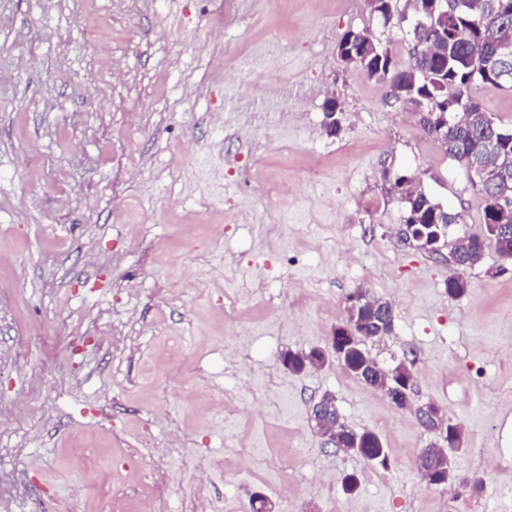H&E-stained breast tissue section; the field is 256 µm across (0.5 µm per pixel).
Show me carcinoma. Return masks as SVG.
<instances>
[{
    "label": "carcinoma",
    "mask_w": 512,
    "mask_h": 512,
    "mask_svg": "<svg viewBox=\"0 0 512 512\" xmlns=\"http://www.w3.org/2000/svg\"><path fill=\"white\" fill-rule=\"evenodd\" d=\"M412 11L427 22L408 31L420 47L411 62L399 63L369 28L347 32L337 45L339 57L367 78L391 83L400 98L412 101L421 114L424 131L435 137L448 158L460 166L479 167L490 158L499 162L512 159V127L487 115L471 94L477 84L512 88V0H413ZM324 114L327 134H339L341 106L327 107ZM470 185L484 202V231L471 235L469 245L455 254V264L461 268L480 262L490 246L503 259L512 256V225L499 227L501 219L496 210L500 199L512 198V168L494 185L478 181ZM404 204L403 224H415L424 232L421 245L445 239L448 226L464 221L462 213L435 202L421 189H410ZM351 296L358 299L355 319L350 330L335 331L336 354L343 367L362 381L369 379L370 372H395L393 386L397 394L404 395L412 383L407 361L386 368L362 346L364 339L392 333V305L363 288ZM326 362V354L320 349L282 355L283 366L293 374L322 368ZM429 410L436 421L444 424V433L461 444V432L446 420L444 411L435 404ZM323 420L336 430V447L357 448L362 458L388 466L389 454L378 435L346 426L336 404L328 407ZM415 466L420 477L431 475L445 484L455 471V460L437 452L420 454Z\"/></svg>",
    "instance_id": "cac0c4a2"
}]
</instances>
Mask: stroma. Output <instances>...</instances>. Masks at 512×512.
Listing matches in <instances>:
<instances>
[{"label":"stroma","mask_w":512,"mask_h":512,"mask_svg":"<svg viewBox=\"0 0 512 512\" xmlns=\"http://www.w3.org/2000/svg\"><path fill=\"white\" fill-rule=\"evenodd\" d=\"M112 48L85 0H0V499L9 512H448L461 481L426 486L412 458L436 442L414 409L432 402L462 430V477L483 478V512H512V261L487 248L448 297L449 248L401 233L390 177H416L462 212L448 236L484 230L481 197L422 127L407 129L386 83L346 67L348 31L370 28L398 61L408 36L369 0H101ZM223 16L222 31L212 20ZM302 86L296 107L269 80ZM335 96L342 130L327 135ZM322 168L312 195L308 173ZM287 185L283 196L273 185ZM363 288L389 301L393 333L366 348L412 360L410 408L337 361L292 374L286 350L326 347V314ZM161 365L144 381L140 366ZM249 382L283 395L270 417L224 411ZM332 394L345 424L391 452L374 470L323 447L312 406ZM288 457L274 490L260 458ZM215 466L208 499L194 488Z\"/></svg>","instance_id":"35a3bbf8"}]
</instances>
